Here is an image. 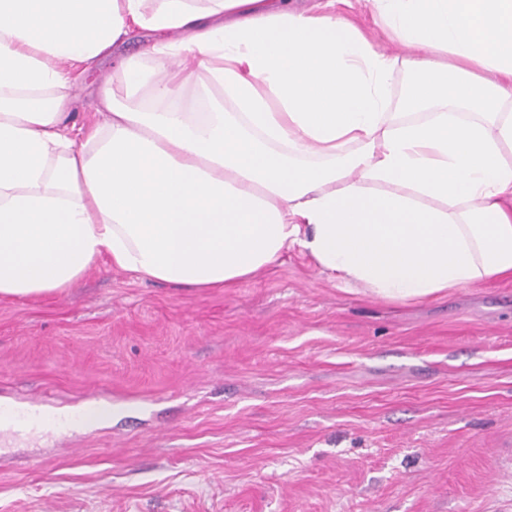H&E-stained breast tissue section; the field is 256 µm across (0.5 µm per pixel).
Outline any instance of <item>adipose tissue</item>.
<instances>
[{
    "instance_id": "obj_1",
    "label": "adipose tissue",
    "mask_w": 512,
    "mask_h": 512,
    "mask_svg": "<svg viewBox=\"0 0 512 512\" xmlns=\"http://www.w3.org/2000/svg\"><path fill=\"white\" fill-rule=\"evenodd\" d=\"M371 3L401 51L336 0H0V299L104 257L232 288L296 249L392 302L512 277V0ZM350 2L355 5L353 9H351L343 1H336V15L346 17L354 21L362 29L366 30L370 35L374 48H388L391 50H398L396 43L390 39V31L382 25L375 23V18L372 11L367 7L359 9L355 1ZM144 44L145 38L141 33H131L125 43L119 45L113 52V61L112 57L102 60L93 67L92 74L80 76L75 81L73 90L75 102L70 115L72 122L81 125L100 119L95 106L96 84L112 72V63H114L116 57L137 53L143 48ZM93 81H95L94 84H92Z\"/></svg>"
}]
</instances>
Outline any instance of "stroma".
Returning <instances> with one entry per match:
<instances>
[{"label":"stroma","mask_w":512,"mask_h":512,"mask_svg":"<svg viewBox=\"0 0 512 512\" xmlns=\"http://www.w3.org/2000/svg\"><path fill=\"white\" fill-rule=\"evenodd\" d=\"M31 397L118 412L0 429V512H512V277L388 303L296 250L204 290L103 259L0 300V401Z\"/></svg>","instance_id":"35a3bbf8"}]
</instances>
